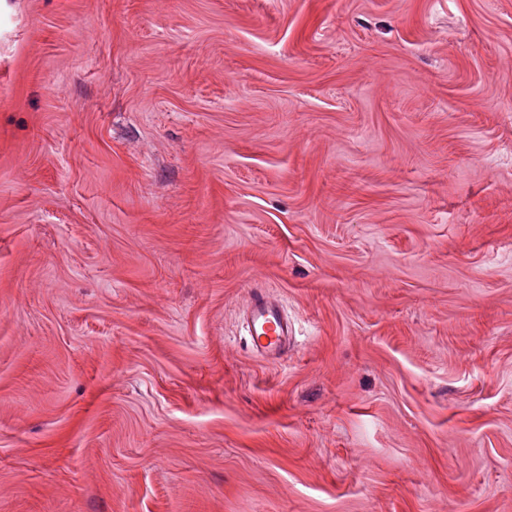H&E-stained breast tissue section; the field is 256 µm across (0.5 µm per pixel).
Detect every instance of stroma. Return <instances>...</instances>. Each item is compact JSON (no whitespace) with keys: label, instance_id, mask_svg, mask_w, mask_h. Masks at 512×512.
Masks as SVG:
<instances>
[{"label":"stroma","instance_id":"stroma-1","mask_svg":"<svg viewBox=\"0 0 512 512\" xmlns=\"http://www.w3.org/2000/svg\"><path fill=\"white\" fill-rule=\"evenodd\" d=\"M0 512H512V0H0ZM250 306L247 325L249 346L264 357L278 360L291 344V322L262 287L250 290Z\"/></svg>","mask_w":512,"mask_h":512}]
</instances>
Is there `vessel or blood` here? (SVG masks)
Returning <instances> with one entry per match:
<instances>
[{"mask_svg": "<svg viewBox=\"0 0 512 512\" xmlns=\"http://www.w3.org/2000/svg\"><path fill=\"white\" fill-rule=\"evenodd\" d=\"M293 326L264 288L250 291L248 342L251 349L267 358L279 359L292 340Z\"/></svg>", "mask_w": 512, "mask_h": 512, "instance_id": "obj_1", "label": "vessel or blood"}]
</instances>
